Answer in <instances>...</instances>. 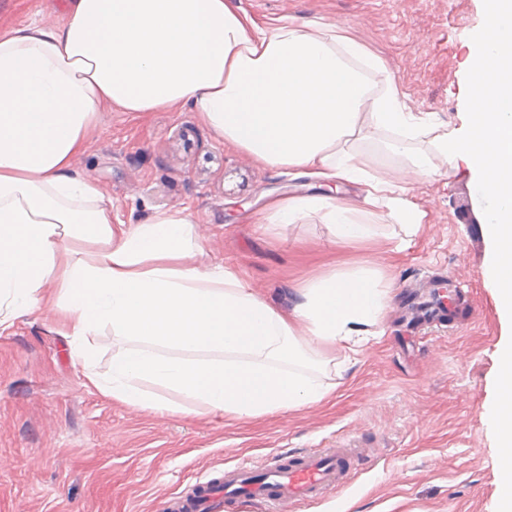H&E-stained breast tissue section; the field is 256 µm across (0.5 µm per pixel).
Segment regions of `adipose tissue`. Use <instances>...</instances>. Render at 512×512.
<instances>
[{"label":"adipose tissue","mask_w":512,"mask_h":512,"mask_svg":"<svg viewBox=\"0 0 512 512\" xmlns=\"http://www.w3.org/2000/svg\"><path fill=\"white\" fill-rule=\"evenodd\" d=\"M67 14L63 26L32 24L0 38V288L26 305L58 282L84 363L99 330L129 340L112 357L111 377L89 372L87 384L169 410L143 389L149 381L239 420L315 404L331 387L304 364L324 349L357 356L389 298L380 268L364 261L308 281L285 312L228 267L192 264L203 245L189 213L114 223L98 189L68 173L106 104L136 113L186 105L219 141L262 166L366 183L358 203L290 197L263 214L267 224L320 215L346 243L372 236L353 216L383 197L408 230L425 217L389 178L367 176L352 142L384 127L401 134L396 149L404 152L409 139L431 135L437 159L415 157L418 173L464 154L493 190L486 275L512 321V0H484L471 59L483 108L460 140L407 112L394 84L375 91L370 74L383 63L333 23L302 27L284 16L260 24L232 0H68ZM487 419L497 512H512V338L500 345Z\"/></svg>","instance_id":"adipose-tissue-1"}]
</instances>
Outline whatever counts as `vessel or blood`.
Returning <instances> with one entry per match:
<instances>
[{
  "label": "vessel or blood",
  "instance_id": "1",
  "mask_svg": "<svg viewBox=\"0 0 512 512\" xmlns=\"http://www.w3.org/2000/svg\"><path fill=\"white\" fill-rule=\"evenodd\" d=\"M465 202L454 214L456 222L471 223L473 212L468 203L481 199L489 204L493 193L489 187H468L464 190ZM360 456L353 448H322L306 453L296 462L283 464L273 459L266 464L240 462L224 471V494L203 491L185 499H174L172 512H223L224 499L261 504L265 512H285L295 506L317 498L326 497L338 490Z\"/></svg>",
  "mask_w": 512,
  "mask_h": 512
}]
</instances>
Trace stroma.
I'll list each match as a JSON object with an SVG mask.
<instances>
[{
  "label": "stroma",
  "instance_id": "stroma-1",
  "mask_svg": "<svg viewBox=\"0 0 512 512\" xmlns=\"http://www.w3.org/2000/svg\"><path fill=\"white\" fill-rule=\"evenodd\" d=\"M263 22L343 24L386 71L408 111L464 135L469 70L482 0H233ZM66 0H0V37L37 23L61 26ZM397 132L355 142L367 172L392 177L425 218L410 233L386 206L364 207L371 238L343 243L320 217L261 224L276 199L327 194L293 169L258 165L224 145L186 106L146 114L101 108L69 173L92 182L112 217L137 224L187 209L205 244L200 267L231 264L252 290L289 308L312 277L373 260L390 287L380 336L356 360L327 372L323 402L242 422L161 390V415L85 384L83 362L49 284L30 308L0 306V512H165L168 498L224 478L226 466L308 448H358L362 465L328 500L296 512H496L497 473L486 421L497 344L512 334L499 314L485 260L471 261L472 227L455 223L460 182H476L466 155L433 175L411 158L434 156L430 138L394 152ZM454 275L465 283L461 324L411 333L399 293Z\"/></svg>",
  "mask_w": 512,
  "mask_h": 512
}]
</instances>
